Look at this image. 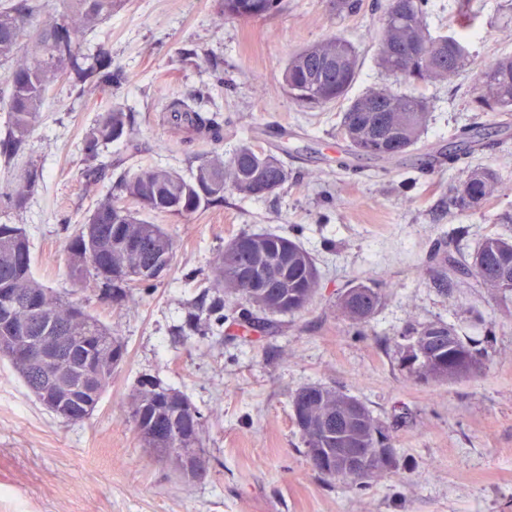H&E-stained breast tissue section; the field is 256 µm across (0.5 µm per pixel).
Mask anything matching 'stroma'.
<instances>
[{
  "mask_svg": "<svg viewBox=\"0 0 512 512\" xmlns=\"http://www.w3.org/2000/svg\"><path fill=\"white\" fill-rule=\"evenodd\" d=\"M470 39L475 66L512 54V0H484ZM385 0L356 16L333 0H286L277 14L228 20L224 0H121L82 42L102 48L123 81L77 94L57 81L24 155L0 159V194L26 170L38 189L23 210L0 205V224L23 226L33 272L45 288L88 306L128 356L85 422L67 424L42 407L0 360V512H512V314L482 288L446 285L427 273L431 252H447L449 225L468 229L469 247L491 233L481 212L458 216L448 198L465 174L431 168L424 154L399 167L348 154L337 135L339 106L302 110L281 86L289 58L328 33L358 48L352 95L395 87L379 68L375 37ZM208 93L224 119L215 144L173 128L170 112ZM422 136L428 151L453 142L477 113L469 87L433 82ZM133 113L137 152L125 142L106 155L129 171L149 165L189 175L212 151L232 155L242 141L277 155L289 178L259 199L226 195L191 219L162 218L175 242L168 276L135 302L102 300L94 280L66 273L64 224H78L118 179L87 178L80 144L104 110ZM272 230L315 257L320 292L303 312L266 332L223 343L181 336L185 309L209 286L211 265L243 232ZM376 285L384 302L363 331L332 305L350 285ZM441 320L460 334L492 330L488 367L448 383L410 377L401 364L411 329ZM181 390L200 412L209 477L189 484L143 448L128 423L140 378ZM335 387L364 402L387 427L398 466L362 488L312 469L293 422L291 397L308 384Z\"/></svg>",
  "mask_w": 512,
  "mask_h": 512,
  "instance_id": "stroma-1",
  "label": "stroma"
}]
</instances>
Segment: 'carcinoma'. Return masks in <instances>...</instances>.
<instances>
[{"label":"carcinoma","mask_w":512,"mask_h":512,"mask_svg":"<svg viewBox=\"0 0 512 512\" xmlns=\"http://www.w3.org/2000/svg\"><path fill=\"white\" fill-rule=\"evenodd\" d=\"M455 2L454 29L446 33H432L427 27L429 0H401L402 8L396 17L385 11L376 40L377 63L397 82L409 86V90L372 89L347 99L356 79L360 54L349 39L337 32L290 58L282 76L284 89L299 106L310 111L348 101L342 111L340 134L349 150L386 164L397 163L418 149L430 113L429 102L420 92L425 84L451 83L467 77L475 93L477 111L497 117L512 116V56H502L485 68L472 70L466 39L475 30L478 12L473 0ZM117 4L118 0H70L67 19L44 21L36 29L34 52L20 59L15 54L21 31L43 5L33 0H17L0 8V61L12 62L8 75V130L0 139V154L5 159L23 151L26 136L40 117L50 87L62 77H67L80 94L122 82L123 75L112 69L109 53L100 50L84 54L79 47L82 35L96 29ZM283 6V0H224V17H265L281 11ZM416 46L423 51L419 58L410 55ZM204 99L205 94L199 92L182 101L172 111L171 121L178 129L219 142L223 139V126L216 115L202 113ZM131 131L130 113L112 108L103 112L82 139L86 176L96 178L112 168V158L104 155V146L130 138ZM459 138L461 147L438 156L428 155L430 165L446 164L451 168L476 151L495 154L501 147L500 140L490 134L484 136L472 127L462 128ZM256 159L255 146L243 142L228 158L217 151L211 153L188 179L153 166L123 173L117 183L119 195H106L87 219V223L98 225L108 247L106 255L89 253L82 245L81 233L73 231L67 248L68 277L76 284L89 278L100 282L103 296L116 303L133 300L141 288L153 286L154 281L129 285L112 276V265L136 270L155 258L160 245L166 248L168 261H173L175 254L174 241L162 225L140 217V211L187 219L202 209L223 204L227 191L243 199L259 198L288 181V169L275 155L264 153L261 164ZM37 186V174H26L6 194L5 204L13 209L23 208ZM500 189L496 170L469 166L459 190L449 197V206L461 215L479 210L496 224L498 217L488 213V208ZM119 232L136 238L138 249L128 254L116 252ZM240 239L247 240L248 248L230 255V248ZM285 249L292 260L286 278L278 264L279 252ZM250 265H262L269 270L266 287L249 288L243 282L239 271ZM32 266V246L26 232L15 224H0V289H8L17 301L14 320L26 325L27 347L37 349L49 337L47 328L60 330L67 337L63 355L78 371L93 369L99 390L105 391L125 360L124 343L112 335L98 315L85 308L74 313L78 303L66 301L45 288L34 278ZM458 271L475 286L490 291L497 301L511 304L512 234L490 233L472 253L444 257L430 268L443 282ZM211 276V288L203 291L187 316V324L195 332L211 321L224 324L226 300L252 301L266 317L294 316L314 300L320 279L312 255L300 243L275 232H243L231 239L213 262ZM33 296L39 299V316L26 306ZM382 304L380 289L358 283L339 295L336 313L360 327L369 322ZM413 335L419 338L420 353L408 350L402 362L408 365L407 373L416 379L448 382L476 377L485 367L487 351L479 347V340L459 335L451 324L431 322ZM10 365L29 391L42 384L46 367H23L13 360ZM352 403L359 406V412L347 421L342 417L343 410ZM291 405L299 407L308 421L328 427L327 435H301L306 456L316 450L332 458L335 471L328 477L366 484L396 468L394 462L385 469L375 463V448L387 434L383 423L359 399L332 387L308 384L294 393ZM129 421L146 448L153 444L173 449L202 447V431H194L190 422L185 431L193 438L186 442L176 438L168 425L163 402L147 378L140 381L131 399ZM344 448L361 450L355 476L346 472L340 457Z\"/></svg>","instance_id":"cac0c4a2"}]
</instances>
